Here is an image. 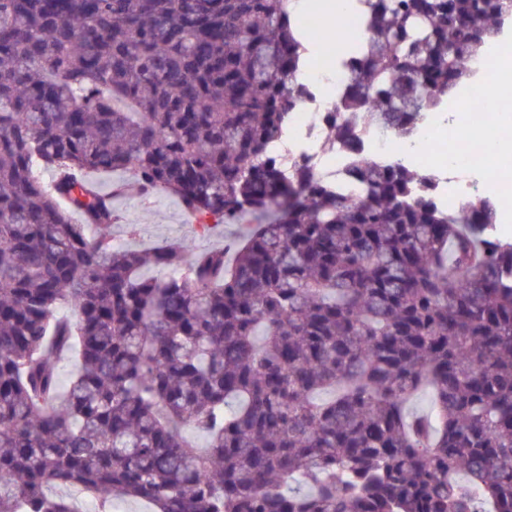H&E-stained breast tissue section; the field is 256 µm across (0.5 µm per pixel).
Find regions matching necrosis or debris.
<instances>
[{
	"label": "necrosis or debris",
	"mask_w": 512,
	"mask_h": 512,
	"mask_svg": "<svg viewBox=\"0 0 512 512\" xmlns=\"http://www.w3.org/2000/svg\"><path fill=\"white\" fill-rule=\"evenodd\" d=\"M302 81L318 95L315 105L293 113L288 126V148L292 152L314 160V173L322 178L337 173L350 165V158L341 152L322 150L326 112L332 99L323 97L324 86L336 87L343 83L344 72L337 67L333 56H325L320 66L306 68ZM485 82L471 86L464 103L465 112L457 131L456 149L470 161L469 178L449 181L447 140L443 139L434 117L423 118L410 139H401L390 131L377 128L368 133L363 144V155L368 160L387 164L399 159L429 171L433 179L429 190L443 206L455 207L465 201L482 184H493V196L501 208L512 207V172H501L495 158L485 151L483 132L491 122L489 113L474 111L477 103H486Z\"/></svg>",
	"instance_id": "obj_1"
}]
</instances>
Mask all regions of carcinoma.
<instances>
[{
  "label": "carcinoma",
  "mask_w": 512,
  "mask_h": 512,
  "mask_svg": "<svg viewBox=\"0 0 512 512\" xmlns=\"http://www.w3.org/2000/svg\"><path fill=\"white\" fill-rule=\"evenodd\" d=\"M289 2L0 0V512H512V239L358 135L445 111L512 0H358L323 141L358 196L271 155L316 101ZM159 191L233 256L115 247Z\"/></svg>",
  "instance_id": "1"
}]
</instances>
